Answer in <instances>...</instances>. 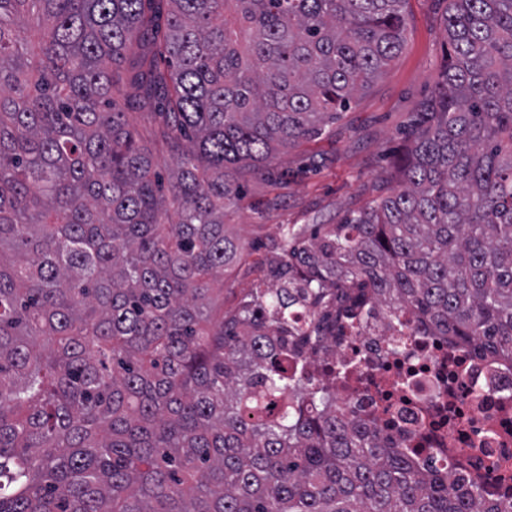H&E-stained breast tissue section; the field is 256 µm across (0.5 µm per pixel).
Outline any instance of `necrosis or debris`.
Here are the masks:
<instances>
[{
	"mask_svg": "<svg viewBox=\"0 0 512 512\" xmlns=\"http://www.w3.org/2000/svg\"><path fill=\"white\" fill-rule=\"evenodd\" d=\"M306 376L389 446L421 448L487 494L497 492L492 464H512V365L419 333L410 312L391 322L367 305L328 357L308 358Z\"/></svg>",
	"mask_w": 512,
	"mask_h": 512,
	"instance_id": "obj_1",
	"label": "necrosis or debris"
}]
</instances>
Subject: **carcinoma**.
Wrapping results in <instances>:
<instances>
[{
    "label": "carcinoma",
    "mask_w": 512,
    "mask_h": 512,
    "mask_svg": "<svg viewBox=\"0 0 512 512\" xmlns=\"http://www.w3.org/2000/svg\"><path fill=\"white\" fill-rule=\"evenodd\" d=\"M405 2L0 0V512H512V466L487 498L286 365L372 300L512 362V0H448L393 194L212 287L240 176L387 69ZM128 112L129 113L126 117L128 123L132 128L139 132L142 140L152 149L155 157L158 158L161 173L165 178H167L168 170L173 169L174 165L170 160L169 154L161 150V147L157 144L155 138L150 133L153 128V118L138 110H131Z\"/></svg>",
    "instance_id": "obj_1"
}]
</instances>
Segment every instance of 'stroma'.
I'll use <instances>...</instances> for the list:
<instances>
[{"instance_id":"stroma-1","label":"stroma","mask_w":512,"mask_h":512,"mask_svg":"<svg viewBox=\"0 0 512 512\" xmlns=\"http://www.w3.org/2000/svg\"><path fill=\"white\" fill-rule=\"evenodd\" d=\"M446 7L445 0H407L403 47L388 69L322 139L279 153L272 171L246 179L241 205L225 218L246 253L224 278L225 310L264 281L283 226L309 235L391 194L417 111L443 70Z\"/></svg>"}]
</instances>
